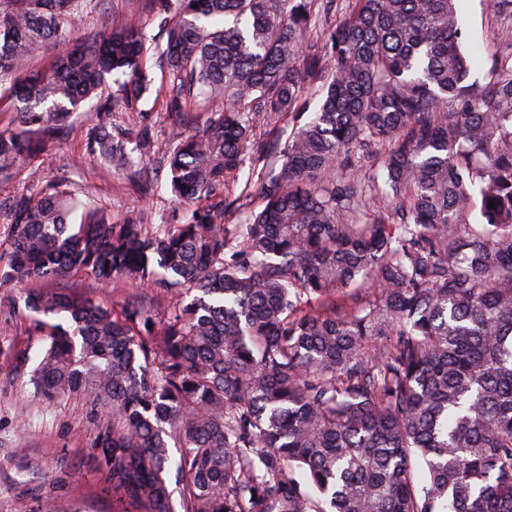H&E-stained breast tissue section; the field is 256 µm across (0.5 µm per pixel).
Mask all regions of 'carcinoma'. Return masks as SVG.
Instances as JSON below:
<instances>
[{"label":"carcinoma","instance_id":"obj_1","mask_svg":"<svg viewBox=\"0 0 512 512\" xmlns=\"http://www.w3.org/2000/svg\"><path fill=\"white\" fill-rule=\"evenodd\" d=\"M317 1L147 0L173 13L159 63L213 110L165 158L185 223L46 186L13 204L0 288L80 274L161 305L29 291L45 333L20 367L47 403L88 399L140 512H512V0L471 84L458 0H345L315 41ZM5 2L1 174L76 134L107 76L130 103L148 86L139 26L74 38L85 0ZM266 118L290 132L255 138ZM83 135L103 175L153 150Z\"/></svg>","mask_w":512,"mask_h":512}]
</instances>
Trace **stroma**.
I'll return each instance as SVG.
<instances>
[{
    "mask_svg": "<svg viewBox=\"0 0 512 512\" xmlns=\"http://www.w3.org/2000/svg\"><path fill=\"white\" fill-rule=\"evenodd\" d=\"M458 8L467 34L463 48L473 54V75L480 79L487 73L488 57L498 49L493 38L498 20L488 0H458ZM104 19L115 26L139 25L152 48L164 42L169 16L142 8L140 0H91L81 29L96 31ZM151 71L155 90L137 102L136 121H125L122 95L110 84L104 95L112 101L111 111H99L96 101L85 102L74 114L77 126L87 129L110 123L113 134L130 146L148 133L159 151L171 147L180 133L201 127L208 117L207 106L192 107L193 123L175 125L167 108L174 94L168 74L156 65ZM34 164L43 184L67 185L83 202L111 213L113 222L139 214L154 229L182 223L185 218L187 205L170 193L166 170L157 155L146 161L148 179L144 182L118 168L110 177H101L81 136L51 145ZM33 287L69 288L108 306L123 303L135 292L123 281L103 288L83 276L37 281ZM24 292L21 286L0 288V512H138L136 504L113 498L103 481L93 449L96 430L85 398L64 397L45 404L18 368V355L36 352L41 344L24 309Z\"/></svg>",
    "mask_w": 512,
    "mask_h": 512,
    "instance_id": "obj_1",
    "label": "stroma"
}]
</instances>
